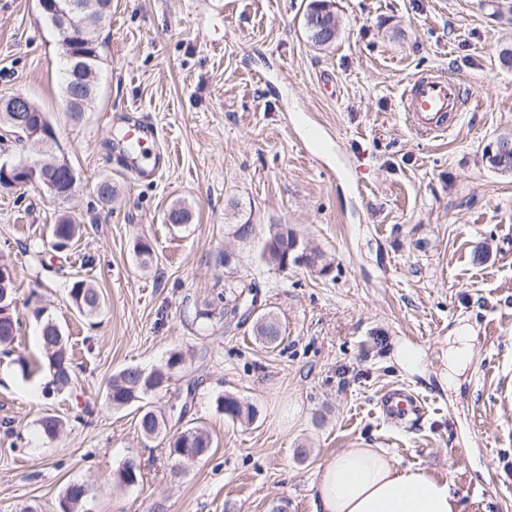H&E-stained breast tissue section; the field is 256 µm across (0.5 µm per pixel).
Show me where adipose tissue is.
I'll use <instances>...</instances> for the list:
<instances>
[{
    "label": "adipose tissue",
    "instance_id": "ef3b65f1",
    "mask_svg": "<svg viewBox=\"0 0 512 512\" xmlns=\"http://www.w3.org/2000/svg\"><path fill=\"white\" fill-rule=\"evenodd\" d=\"M315 512H461L448 481L372 448H340L310 485Z\"/></svg>",
    "mask_w": 512,
    "mask_h": 512
}]
</instances>
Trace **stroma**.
<instances>
[{
  "label": "stroma",
  "mask_w": 512,
  "mask_h": 512,
  "mask_svg": "<svg viewBox=\"0 0 512 512\" xmlns=\"http://www.w3.org/2000/svg\"><path fill=\"white\" fill-rule=\"evenodd\" d=\"M310 0H112L100 34L94 108L72 120L63 99L62 35L37 0H0V96L27 95L73 166V196L31 184L0 190V255L15 274L21 328L0 351V512H58L71 482L93 489L87 512H314L317 467L336 449L378 448L448 479L462 512H512V175L485 147L512 134V0H334L338 37L307 36ZM439 72L470 97L455 128L423 138L401 96L415 75ZM156 127L162 176L134 177L110 149L126 122ZM112 178L102 205L95 185ZM187 228L165 221L175 203ZM253 223L285 224L319 249L324 269L274 270L240 248L242 274L285 335L275 348L251 325L194 324V307L223 291L213 255L234 247L233 203ZM84 224L57 253L60 215ZM157 260L142 270L136 239ZM483 260H475L476 250ZM104 297L81 317L74 278ZM61 326L74 384L44 397L47 357L36 311ZM467 337L468 359L443 386V352ZM417 353L405 363L401 350ZM185 356L167 391L151 396L171 428L203 425L213 447L173 471L162 441L144 442L135 408L112 409L105 386L128 365ZM23 355L35 367L23 377ZM184 418L169 407L187 384ZM402 385L426 412L409 428L382 416V392ZM253 404V422L217 412L218 395ZM66 422L54 439L39 420ZM310 454L300 458V446ZM143 479L122 486L126 459Z\"/></svg>",
  "instance_id": "stroma-1"
}]
</instances>
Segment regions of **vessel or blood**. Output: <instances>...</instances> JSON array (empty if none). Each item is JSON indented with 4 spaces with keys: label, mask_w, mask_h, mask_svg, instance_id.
Listing matches in <instances>:
<instances>
[{
    "label": "vessel or blood",
    "mask_w": 512,
    "mask_h": 512,
    "mask_svg": "<svg viewBox=\"0 0 512 512\" xmlns=\"http://www.w3.org/2000/svg\"><path fill=\"white\" fill-rule=\"evenodd\" d=\"M462 106L463 98L459 86L434 72L416 76L404 92L403 110L411 127L422 136L453 130ZM154 136L152 129L141 124L127 126L124 130V141L138 153L133 175L140 176L145 173V155ZM379 408L388 421L398 426L413 425L423 416L419 398L403 388L386 390L380 398Z\"/></svg>",
    "instance_id": "1"
}]
</instances>
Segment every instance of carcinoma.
<instances>
[{"label":"carcinoma","mask_w":512,"mask_h":512,"mask_svg":"<svg viewBox=\"0 0 512 512\" xmlns=\"http://www.w3.org/2000/svg\"><path fill=\"white\" fill-rule=\"evenodd\" d=\"M87 13L93 17L92 24L86 29L82 41L76 44L73 51L80 54L76 60L78 70L65 73L63 97L66 111L75 119H80L94 102L97 90L99 63V32L106 17L112 11V0H82ZM330 0H313L305 18V29L309 39L317 46L327 47L329 43L319 37L318 25L322 17L330 14ZM191 220V211L183 203H176L168 210L167 221L175 228L186 226ZM80 225L74 223L71 217L63 215L50 228V247L56 252L69 248L79 233ZM224 234L244 244H255V256L258 263L274 269L282 268L284 261L292 265L315 267L321 264L322 255L315 249H308L300 244L296 234L286 224H269L263 233H258L257 225L247 219L236 224L224 225ZM134 252L140 265L147 267L155 258L151 243L140 239L134 246ZM239 256L232 258L219 250L215 255V266L227 273L224 279V291L217 293V300L223 303L221 317L224 328L232 324H240L237 299L244 292H252L255 283L238 275ZM0 272L7 279L0 278V294L7 293L5 306L11 320L0 323V346L14 343L20 327L14 304L15 281L13 268L4 257H0ZM69 296L73 306L84 316L91 318L100 314L102 299L98 288L85 279L72 282ZM40 319V341L48 359L51 378L43 387V393L49 397L73 385L74 369L70 349L60 325L43 313L36 312ZM252 329L264 344L269 347L277 346L282 339L283 328L280 320L270 311L259 313L252 320ZM185 358L182 352L173 351L164 364L147 371L139 366H126L112 374L106 385V399L114 409L136 404L140 417L138 421L140 434L147 440L156 439L166 434V424L163 416L152 409L144 400L151 395L163 391L173 373L184 366ZM217 410L225 417L235 420L252 421L256 417L253 405L233 394H223L216 399ZM43 434L52 439L59 435L64 420L55 414H45L39 420ZM167 455L174 469L179 468L185 460V454L192 452L194 457L205 456L212 447V438L207 430L199 426H191L183 431L174 433L167 439ZM90 493V487L85 483L73 482L67 485L59 499L58 512H83L84 502Z\"/></svg>","instance_id":"carcinoma-1"}]
</instances>
